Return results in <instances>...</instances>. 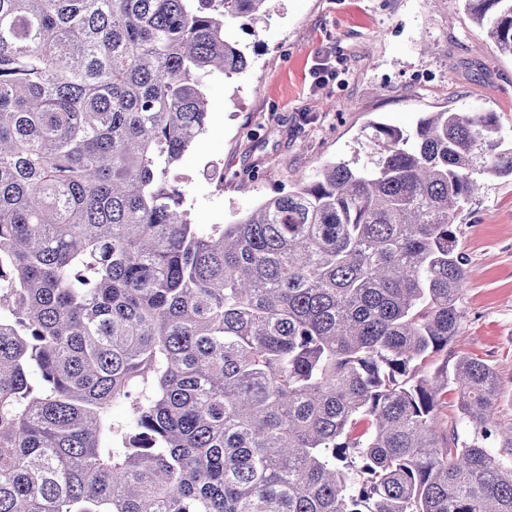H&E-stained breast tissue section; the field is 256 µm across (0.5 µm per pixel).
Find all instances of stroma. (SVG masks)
I'll return each mask as SVG.
<instances>
[{"mask_svg":"<svg viewBox=\"0 0 512 512\" xmlns=\"http://www.w3.org/2000/svg\"><path fill=\"white\" fill-rule=\"evenodd\" d=\"M237 37L252 58L207 92L200 147L175 170L196 224H228L327 164L366 162L374 126L412 130L427 112L495 113L512 137V57L462 0H271ZM462 202L469 259L462 336L448 360L484 359L502 382L498 420L512 430V178L485 175Z\"/></svg>","mask_w":512,"mask_h":512,"instance_id":"35a3bbf8","label":"stroma"}]
</instances>
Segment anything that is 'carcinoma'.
Masks as SVG:
<instances>
[{
	"instance_id": "1",
	"label": "carcinoma",
	"mask_w": 512,
	"mask_h": 512,
	"mask_svg": "<svg viewBox=\"0 0 512 512\" xmlns=\"http://www.w3.org/2000/svg\"><path fill=\"white\" fill-rule=\"evenodd\" d=\"M267 2L0 0V512H512L501 380L439 360L494 113L191 222L174 170ZM464 2L512 57V0Z\"/></svg>"
}]
</instances>
